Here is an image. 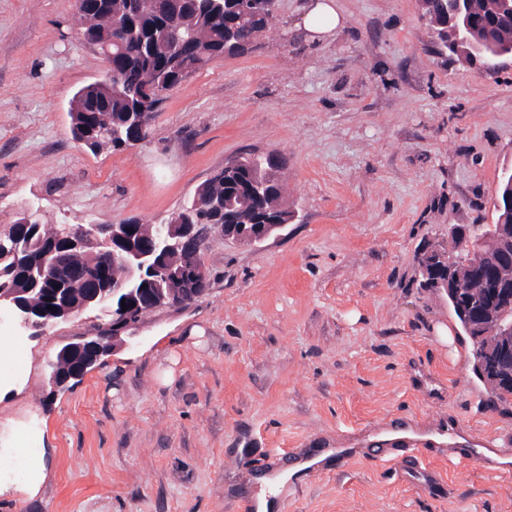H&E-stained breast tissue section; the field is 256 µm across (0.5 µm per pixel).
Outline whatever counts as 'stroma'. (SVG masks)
<instances>
[{
    "label": "stroma",
    "instance_id": "1",
    "mask_svg": "<svg viewBox=\"0 0 512 512\" xmlns=\"http://www.w3.org/2000/svg\"><path fill=\"white\" fill-rule=\"evenodd\" d=\"M309 0L164 93L146 140L91 153L73 137L75 92L108 67L74 0H0V227L166 222L246 152L280 157L295 217L255 245L213 236L207 294L146 313L134 337L51 385L46 362L110 320L82 313L23 342L0 384V512H249L254 479L303 448L352 447L285 489L288 512H512V469L422 443L416 462L356 451L366 433L439 423L512 457V401L473 373V342L418 260L450 230L495 224L512 170V57L489 75L439 53L419 0H335L324 40ZM334 0H313L302 19V28L312 39H324L341 24Z\"/></svg>",
    "mask_w": 512,
    "mask_h": 512
}]
</instances>
